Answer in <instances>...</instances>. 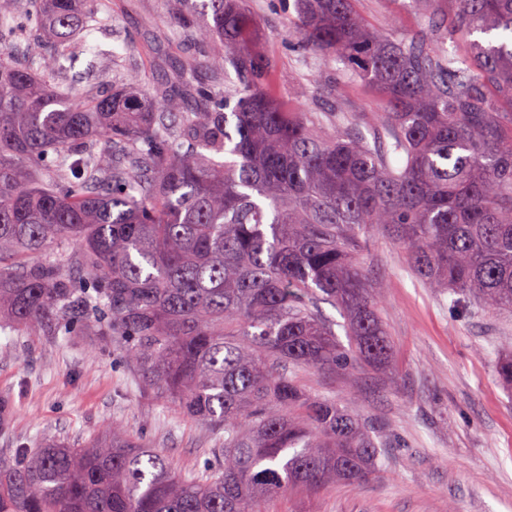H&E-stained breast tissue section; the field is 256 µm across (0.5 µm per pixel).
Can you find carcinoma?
Masks as SVG:
<instances>
[{"mask_svg":"<svg viewBox=\"0 0 512 512\" xmlns=\"http://www.w3.org/2000/svg\"><path fill=\"white\" fill-rule=\"evenodd\" d=\"M167 2L168 47L199 57L152 95L135 72L89 101L53 79L110 0H30L0 22V322L111 342L211 429L212 469L179 474L114 424L0 459V512H266L370 480L386 434L296 375L390 367L358 253L373 228L452 307L512 312V0H414L411 36L369 28L355 0H293L288 38L381 95L367 120L285 109L247 0ZM32 28L53 46L42 75L5 45ZM495 372L512 390V351Z\"/></svg>","mask_w":512,"mask_h":512,"instance_id":"cac0c4a2","label":"carcinoma"}]
</instances>
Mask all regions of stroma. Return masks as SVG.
<instances>
[{"label": "stroma", "mask_w": 512, "mask_h": 512, "mask_svg": "<svg viewBox=\"0 0 512 512\" xmlns=\"http://www.w3.org/2000/svg\"><path fill=\"white\" fill-rule=\"evenodd\" d=\"M249 3L261 30L257 47L278 63L280 97L311 79L316 89L296 101L297 109L339 105L368 117L379 111L376 91L345 82L327 58L300 64L299 51L284 37L288 0ZM355 6L373 26L392 20L405 35L422 24L412 0H356ZM169 31L164 0H112L111 23L87 25L59 81L94 96L111 87L113 72L130 68L142 88L152 90L179 63L162 52ZM361 258L382 284L379 311L392 342L396 383L367 368L306 369L297 380L385 430L380 474L359 485L292 493L267 503V512H512V391L493 369L498 350L512 341V313L455 311L449 296L411 274L381 231L365 236ZM0 399L10 405L0 457L49 439L81 443L114 423L160 448L181 473H204L211 457L209 428L142 390L122 352L96 336L1 327Z\"/></svg>", "instance_id": "stroma-1"}]
</instances>
